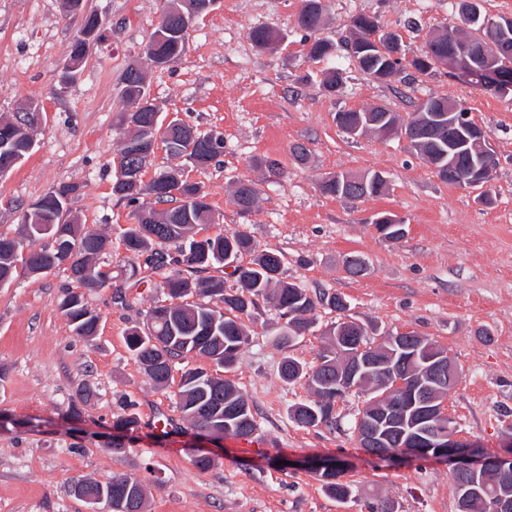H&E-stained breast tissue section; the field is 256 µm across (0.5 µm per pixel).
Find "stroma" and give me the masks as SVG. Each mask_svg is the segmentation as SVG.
<instances>
[{
	"label": "stroma",
	"mask_w": 512,
	"mask_h": 512,
	"mask_svg": "<svg viewBox=\"0 0 512 512\" xmlns=\"http://www.w3.org/2000/svg\"><path fill=\"white\" fill-rule=\"evenodd\" d=\"M321 38L331 54L310 60L297 25L301 0H219L197 18L185 51L172 67L148 64L142 48L161 20L167 0H87L107 22V38L94 46L79 79L58 85L82 18L65 14L62 0H0V118L19 102L38 101L46 119L34 132L36 146L19 167L0 178V233L19 235L22 206L62 183L80 191L72 217L104 233L100 257L112 271L111 287L91 293L100 317L92 339L75 336L59 307L72 285L66 272L19 276L0 288V512H87L75 497L77 479L102 482L118 475L139 478L148 512H367L365 499L380 495L399 512H457L452 477L434 461L384 464L373 459L349 428L364 405L361 394L337 403L338 429H305L292 422L295 403L309 400L305 382L284 383V357L313 364L323 349L320 331L338 312L317 306L316 332L289 346L274 339L280 319L266 301L247 323L250 342L225 372L246 394L267 446L258 453L233 445L232 437L201 443L174 404L177 383L157 388L128 351L124 336L141 324L163 294L161 272L129 280L121 232L133 208L112 193L125 129L116 124L126 104L119 94L126 68L142 65L152 98L198 132H221L224 151L204 170L186 168L207 195L215 221L199 234L242 230L259 249L282 252L284 276L310 293H339L351 314L375 336L415 331L445 348L461 376L447 397V413L460 437L497 452L512 437V94L449 78L445 67L430 76H396L380 83L360 71L340 44L353 15L366 13L397 34L407 56L419 54L428 32L459 23V0H323ZM265 26L282 36L262 49L249 34ZM341 68L343 94L320 90L325 68ZM430 97L462 101L483 127L497 157L492 201L442 181L397 136L352 137L336 125L341 110L382 106L409 119ZM309 150L297 163L295 144ZM269 156L282 168L273 176L255 168ZM378 171L386 195L348 201L323 195L320 180L340 172ZM259 189L250 213L231 203L237 180ZM392 212L406 221L403 238L391 241L372 216ZM369 266L354 278L344 270L351 253ZM95 399L78 398L82 385ZM134 408L142 427L121 452L105 447L112 423ZM170 417L167 432L155 428ZM212 465L199 470L197 448ZM335 456L349 463L346 480L361 499L346 503L326 495L300 461Z\"/></svg>",
	"instance_id": "1"
}]
</instances>
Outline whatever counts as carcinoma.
Masks as SVG:
<instances>
[{
	"label": "carcinoma",
	"instance_id": "1",
	"mask_svg": "<svg viewBox=\"0 0 512 512\" xmlns=\"http://www.w3.org/2000/svg\"><path fill=\"white\" fill-rule=\"evenodd\" d=\"M304 7L297 17L298 27L305 33L308 44V57L319 60L332 49L325 39L318 37L324 26V6L322 0H304ZM461 16L468 26L463 38L474 40L481 45L499 41L501 33L489 25L492 18L483 14L477 0H461ZM169 21L161 19L149 43L152 44L150 61L155 66L165 68L176 62L185 49V41L166 35ZM381 29L377 18L357 14L351 20V38L344 42L346 53H359L358 40L369 41L370 56L361 71L380 82L393 72L402 69V61L391 58L386 49L378 48L376 37ZM255 46L266 48L279 41V35L266 27H255L250 32ZM452 44L448 39L435 36L427 39L420 55L412 59L417 71H422L437 58L448 56ZM141 86L122 85L121 96L127 110L120 113L118 126L133 127L128 139L136 142L153 127L155 112L149 108L136 109L135 98L148 94L146 77H140ZM435 103L443 112L452 113L456 124L444 125L440 132L432 134L427 130L428 115L416 112L407 121V126L416 130L413 140L415 151L422 158L432 156L444 158V166L461 173L478 167L480 154L473 149L457 146L460 127L474 124L466 108L447 98H437ZM164 145L168 152L191 163L195 168H205L224 152V140H212L205 134L206 142L188 139L181 127L167 130ZM172 168L159 173L148 183L124 182L118 178L112 182V193L133 204L135 223L127 227L121 235V242L131 260L144 258L145 265L160 269L168 264L172 269L160 284L169 299L182 301L178 307L156 304L146 311L143 326L130 328L125 336L127 348L143 368L148 378L157 386L169 385L175 369V360L190 353L209 358L216 366L233 367L241 351L249 344V333L244 319L251 317L257 300L262 298L278 311L279 318L286 327L275 332L277 341L286 346L295 338L306 334L315 325L310 316L316 305L322 304L339 312L341 317L322 335L327 339V347L319 354L317 364L306 366L295 358L284 357L280 376L283 381L293 384L305 381L316 399L298 403L291 410L290 418L304 428L339 427L334 413L336 406V379L341 361L336 356V346L351 350L357 344L368 345L371 340L363 324L351 315L348 301L339 294L322 293L311 296L306 289L283 280L284 259L280 252L257 250L251 237L244 231L220 233L200 240L190 236L199 224L213 221L212 208L207 194L197 182L187 179L177 180ZM360 175L341 174V178L330 175L320 182L322 194L347 200H360L364 197H379L386 193L388 185L377 180L367 186V195H356V181ZM74 183H62L36 200L37 222L28 221L23 216L27 232L21 237L0 234V262L8 258L20 264L21 271L30 273L42 261H49L53 268L69 271L72 282L83 287V291L67 289L60 302V309L68 318L73 333L80 338H89L97 333L99 317L88 305L87 293L112 286L110 280L81 277V273L96 266V258L107 246V238L97 230L88 228L75 219L67 217L66 202L62 196L77 189ZM152 197L158 202L175 200L178 205L163 211L141 203V199ZM258 198L256 183L241 179L235 183L232 204L241 212L253 209ZM376 229L382 236L398 240L404 236L405 221H397L394 214H377ZM45 244H40L42 239ZM174 248L175 255L169 257L158 250L160 246ZM232 255L239 259L245 254L253 255L247 265L237 264L229 277L235 279L236 287L227 288L222 277H198L215 264H224V256ZM345 270L352 277H360L367 270L366 259L358 254L349 256ZM217 299L224 307L217 310L207 303L189 302L193 295ZM176 409L182 419L189 422L199 435L215 434L239 436L248 435L257 429V422L242 389L230 381L203 369H187L181 374L176 393ZM115 434L105 447L118 452L124 447L123 438L140 428L139 417L135 414L118 416L112 425ZM321 468L306 465L321 481L322 490L339 502L357 497L360 488L350 482L340 480L348 463L342 459H320ZM142 484L133 477H121L106 482L81 480L78 495H103L112 498V512H145L146 491L139 489L136 499L124 496L127 483ZM482 496L473 500L471 512H493V504L498 495L512 490V470L491 472L484 476Z\"/></svg>",
	"mask_w": 512,
	"mask_h": 512
}]
</instances>
